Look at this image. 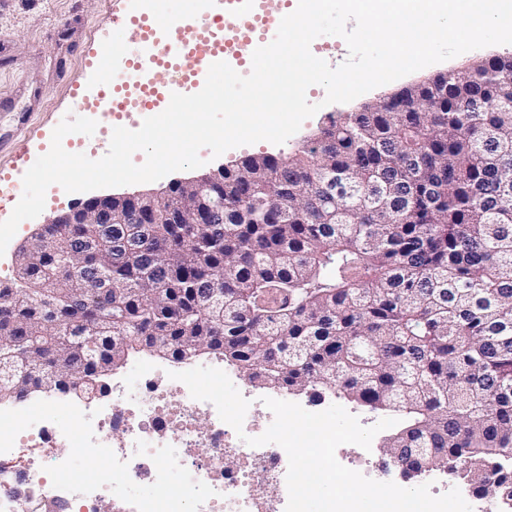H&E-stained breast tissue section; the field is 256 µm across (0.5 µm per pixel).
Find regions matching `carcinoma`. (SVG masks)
Wrapping results in <instances>:
<instances>
[{
    "mask_svg": "<svg viewBox=\"0 0 512 512\" xmlns=\"http://www.w3.org/2000/svg\"><path fill=\"white\" fill-rule=\"evenodd\" d=\"M316 138L331 148L224 168L220 233L178 183L112 200L110 232L44 225L0 287V402L70 395L68 373L94 399L142 351L211 355L258 389L397 412L381 447L512 494V56L330 114Z\"/></svg>",
    "mask_w": 512,
    "mask_h": 512,
    "instance_id": "1",
    "label": "carcinoma"
}]
</instances>
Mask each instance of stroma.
Wrapping results in <instances>:
<instances>
[{
    "instance_id": "stroma-1",
    "label": "stroma",
    "mask_w": 512,
    "mask_h": 512,
    "mask_svg": "<svg viewBox=\"0 0 512 512\" xmlns=\"http://www.w3.org/2000/svg\"><path fill=\"white\" fill-rule=\"evenodd\" d=\"M215 8L214 0H0V178H16L17 163L32 166L40 155L49 151L52 132L59 122L68 115L84 116L85 105L96 98L108 67L92 64L84 56V48L114 44L122 50L133 39L128 31L112 30L106 22L109 12L124 16L147 17L157 12L179 16L192 9L202 16ZM505 51L502 45L470 50L376 87L348 103L325 104V89L308 88V101L324 103L325 110L306 119L285 143L260 141L232 148L216 158L204 148L200 151L204 161L200 168L175 171L155 182L102 188L98 194L102 197L158 195L173 182L189 181L223 167H233L249 155H289L313 134L324 113L358 111L363 104L386 99L406 85L421 83L451 68L468 67L475 58ZM118 125L115 119L99 122L93 135L70 134L62 145L67 152L100 159L107 153L112 132ZM86 198V193H69L56 184L48 188L42 214L22 221L0 256V285L13 283L20 246L47 218L68 211L70 206ZM336 458L343 466L361 470L376 481H391L405 488L419 484L418 479L403 478L398 471H383L382 453L376 447L368 451L358 446L340 448Z\"/></svg>"
}]
</instances>
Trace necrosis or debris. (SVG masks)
Masks as SVG:
<instances>
[{
  "label": "necrosis or debris",
  "mask_w": 512,
  "mask_h": 512,
  "mask_svg": "<svg viewBox=\"0 0 512 512\" xmlns=\"http://www.w3.org/2000/svg\"><path fill=\"white\" fill-rule=\"evenodd\" d=\"M111 401L65 402L78 431L65 434L45 418L42 397L0 404V512H47L36 497L46 489L59 512H285V450L246 444L262 435L252 418L235 431L215 406L193 399L167 368L145 361L134 377L113 378ZM206 449L205 459L195 456ZM108 458L110 466L90 481L66 476L79 462ZM169 487L164 497H136L133 486Z\"/></svg>",
  "instance_id": "4bbe7bcc"
}]
</instances>
